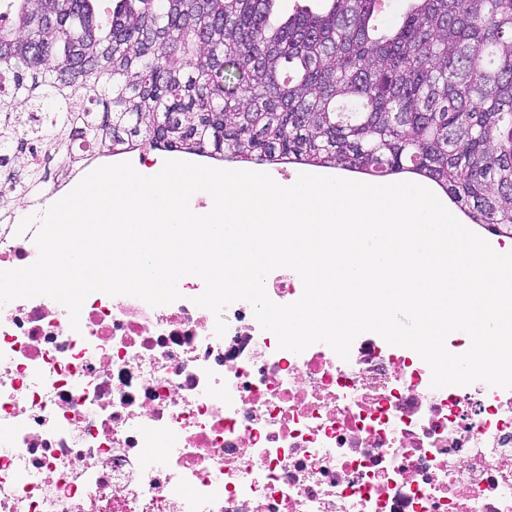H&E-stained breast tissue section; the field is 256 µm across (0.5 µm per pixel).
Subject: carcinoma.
<instances>
[{
	"label": "carcinoma",
	"mask_w": 512,
	"mask_h": 512,
	"mask_svg": "<svg viewBox=\"0 0 512 512\" xmlns=\"http://www.w3.org/2000/svg\"><path fill=\"white\" fill-rule=\"evenodd\" d=\"M0 0V225L143 147L439 186L512 239V0ZM327 5L328 1L323 0H277L271 21L275 24H279L301 8L311 9L314 12H322L326 9Z\"/></svg>",
	"instance_id": "carcinoma-1"
}]
</instances>
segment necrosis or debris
<instances>
[{
  "label": "necrosis or debris",
  "instance_id": "4bbe7bcc",
  "mask_svg": "<svg viewBox=\"0 0 512 512\" xmlns=\"http://www.w3.org/2000/svg\"><path fill=\"white\" fill-rule=\"evenodd\" d=\"M34 235L0 228V270ZM180 292L0 306V512H512V390L373 334L296 354L242 300L219 337Z\"/></svg>",
  "mask_w": 512,
  "mask_h": 512
}]
</instances>
